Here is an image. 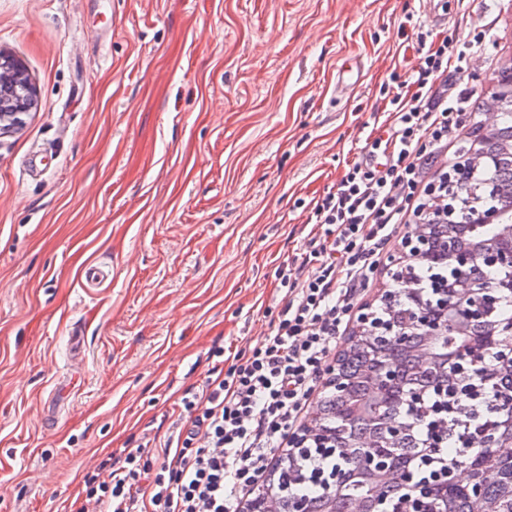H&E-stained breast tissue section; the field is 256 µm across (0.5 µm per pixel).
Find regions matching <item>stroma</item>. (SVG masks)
Instances as JSON below:
<instances>
[{
	"label": "stroma",
	"mask_w": 512,
	"mask_h": 512,
	"mask_svg": "<svg viewBox=\"0 0 512 512\" xmlns=\"http://www.w3.org/2000/svg\"><path fill=\"white\" fill-rule=\"evenodd\" d=\"M482 55L448 82L493 121L512 0H0V51L36 91L0 135V512H70L116 448L168 434L223 341L283 305L276 270L414 73L406 15ZM362 81L336 89V70ZM111 267L90 285L87 268Z\"/></svg>",
	"instance_id": "obj_1"
}]
</instances>
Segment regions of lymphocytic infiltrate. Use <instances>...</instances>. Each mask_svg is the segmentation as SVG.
<instances>
[{"mask_svg":"<svg viewBox=\"0 0 512 512\" xmlns=\"http://www.w3.org/2000/svg\"><path fill=\"white\" fill-rule=\"evenodd\" d=\"M417 37L415 76L406 86L383 88L386 144L361 148L335 190L309 202L315 231L304 257L278 268L284 304L270 334L228 366L223 347H215L205 381L185 389L176 404L172 434L153 447L103 457L84 481L79 512H254V488L291 457L299 458L300 471L288 481L290 499L309 501L330 489L340 463L305 436L308 407L329 391L326 359L377 277L390 238L403 227L448 221V166L441 157L471 95L440 94L434 86L462 72L468 52L485 48L481 39L465 52L449 35L434 40L423 30ZM412 265L410 277L388 273V293L402 303L415 289L433 302L447 270L423 259ZM468 379L471 395L447 408L434 393L424 394L421 402L437 409L436 418L420 420L402 409L418 451L399 500L447 472L449 456L463 459L481 447L483 427L505 405L502 387L487 385L482 369Z\"/></svg>","mask_w":512,"mask_h":512,"instance_id":"1","label":"lymphocytic infiltrate"}]
</instances>
